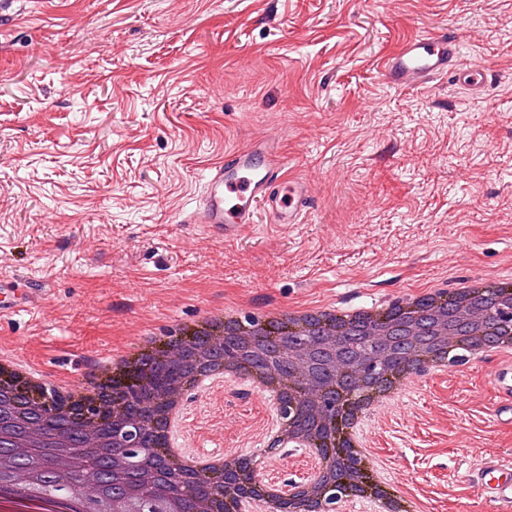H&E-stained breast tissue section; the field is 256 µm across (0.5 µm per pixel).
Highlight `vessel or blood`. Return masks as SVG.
Wrapping results in <instances>:
<instances>
[{
  "mask_svg": "<svg viewBox=\"0 0 512 512\" xmlns=\"http://www.w3.org/2000/svg\"><path fill=\"white\" fill-rule=\"evenodd\" d=\"M461 45L447 28L406 39L381 64L386 81L398 88L421 86L458 70L460 83L481 88L488 80L486 70L460 67ZM290 161L277 141L255 139L225 153L212 164L198 201L200 221L207 231L227 241L235 240L237 228L254 223L257 208H264L274 223L285 228L301 224L310 208L306 181L288 175ZM475 487L492 502L512 506V463L491 460L473 475Z\"/></svg>",
  "mask_w": 512,
  "mask_h": 512,
  "instance_id": "1",
  "label": "vessel or blood"
}]
</instances>
